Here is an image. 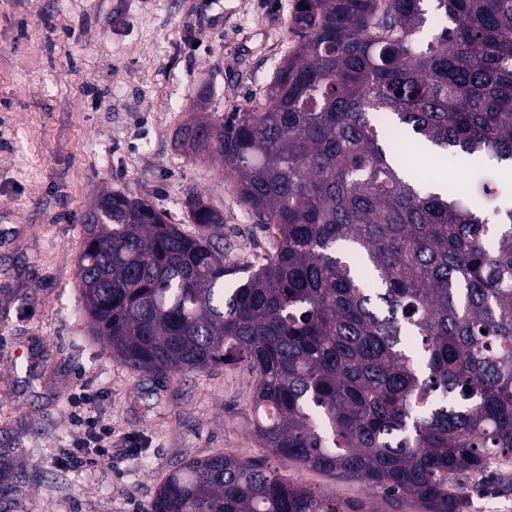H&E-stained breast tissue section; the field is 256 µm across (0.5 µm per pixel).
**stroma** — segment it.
<instances>
[{"instance_id":"35a3bbf8","label":"stroma","mask_w":512,"mask_h":512,"mask_svg":"<svg viewBox=\"0 0 512 512\" xmlns=\"http://www.w3.org/2000/svg\"><path fill=\"white\" fill-rule=\"evenodd\" d=\"M296 0H0V463L21 483L0 512H143L164 476L224 451L340 501L360 483L272 455L253 431L246 364L160 377L93 336L76 277L81 218L99 191L150 202L196 232L188 194L224 214L227 263H263L256 228L221 161L176 144L194 117L262 100L292 54ZM414 173L512 181L416 151ZM93 396L112 456L74 469L71 394Z\"/></svg>"}]
</instances>
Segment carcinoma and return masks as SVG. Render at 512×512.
Instances as JSON below:
<instances>
[{
    "instance_id": "carcinoma-1",
    "label": "carcinoma",
    "mask_w": 512,
    "mask_h": 512,
    "mask_svg": "<svg viewBox=\"0 0 512 512\" xmlns=\"http://www.w3.org/2000/svg\"><path fill=\"white\" fill-rule=\"evenodd\" d=\"M423 2L296 0L264 104L181 129L272 230L265 262L225 264L224 214L198 194L189 235L112 190L83 220L78 284L133 369L246 362L274 456L466 512L489 461L512 462V205L426 189L398 144L512 163V0H436L450 25L428 42ZM145 512L373 510L217 452Z\"/></svg>"
}]
</instances>
